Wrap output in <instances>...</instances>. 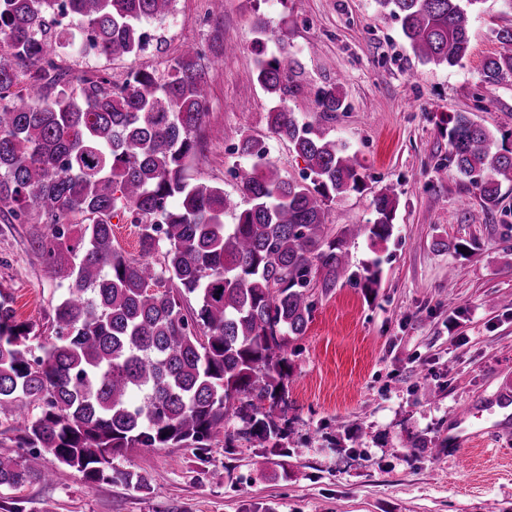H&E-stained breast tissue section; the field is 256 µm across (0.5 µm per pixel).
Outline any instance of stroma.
<instances>
[{"label":"stroma","instance_id":"35a3bbf8","mask_svg":"<svg viewBox=\"0 0 512 512\" xmlns=\"http://www.w3.org/2000/svg\"><path fill=\"white\" fill-rule=\"evenodd\" d=\"M259 18L299 63L303 91L286 98L289 111L313 119L305 89L342 84L347 109L330 135L357 155L366 188L338 198L330 223H365L384 187L398 198L388 242L347 246L352 269L380 259L375 295L343 283L316 298L281 415L287 460L246 443L211 445L204 464L192 449L162 448L118 461L133 481L98 484L48 455L53 481L2 488L0 502L22 501L25 512H512V434L483 408L512 381V305L503 304L512 298V182L487 213L449 163L442 134L455 112L493 131L512 128V77L488 84L481 74L512 14L485 0L470 19L468 56L443 67L418 60L376 0H177L160 49L114 62L73 52L61 62L73 77L106 72L120 83L133 68L165 72L184 43H196L212 60L209 112L187 172L237 200L228 172L241 133L267 140L282 177L301 178L306 166L271 138L272 100L249 89ZM46 232L0 222V291L34 324L35 348L50 342L67 292L35 244ZM466 403L480 407V436L464 469L450 431Z\"/></svg>","mask_w":512,"mask_h":512}]
</instances>
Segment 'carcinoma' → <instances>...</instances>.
<instances>
[{"instance_id":"cac0c4a2","label":"carcinoma","mask_w":512,"mask_h":512,"mask_svg":"<svg viewBox=\"0 0 512 512\" xmlns=\"http://www.w3.org/2000/svg\"><path fill=\"white\" fill-rule=\"evenodd\" d=\"M171 2L67 0L69 20L59 23L57 0H0V218L48 225L38 249L67 282L55 341L41 356L29 345L34 325L18 321L0 293V412L40 408L14 428L26 456L0 455V488L52 479L39 463L44 452L92 483L132 480L114 461L158 448H193L203 463L221 435L226 450L244 441L288 456L275 409L287 404L293 343L312 319L314 294L343 280L350 241L392 236V189L374 196L368 223H328L337 198L365 187L356 155L325 127L346 110L337 81L314 92L311 122L277 106L268 112L270 134L307 163L302 181L280 176L264 140L240 135L241 205L187 174L209 112L198 45H184L163 76L138 68L121 84L99 75L72 85L52 47L138 56L148 45L142 21ZM485 2L376 0L418 59L449 67L469 50L468 9ZM252 34L253 45L278 49L257 52L246 91L281 100L296 61L264 22ZM496 41L482 66L489 84L512 76V28ZM444 132L448 161L496 209L500 178L512 179V130L498 140L457 112ZM120 212L138 224L140 259L112 240ZM158 251L161 261L146 260ZM380 274L377 260L363 266L365 293ZM152 283L162 290L149 291Z\"/></svg>"}]
</instances>
